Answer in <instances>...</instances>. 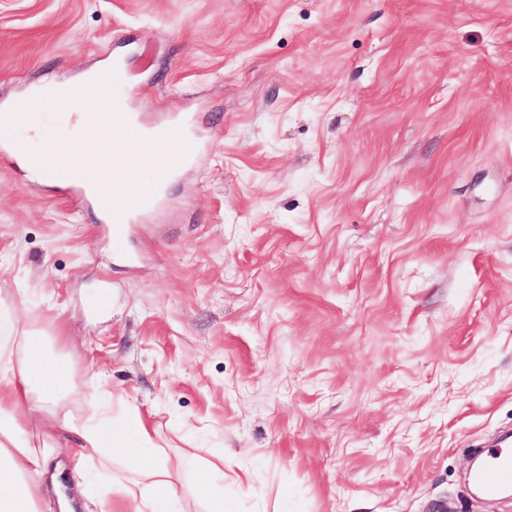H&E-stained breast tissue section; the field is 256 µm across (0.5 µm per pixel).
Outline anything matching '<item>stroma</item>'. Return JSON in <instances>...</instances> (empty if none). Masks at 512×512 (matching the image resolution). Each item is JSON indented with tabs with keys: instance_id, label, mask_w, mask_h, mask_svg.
Returning a JSON list of instances; mask_svg holds the SVG:
<instances>
[{
	"instance_id": "35a3bbf8",
	"label": "stroma",
	"mask_w": 512,
	"mask_h": 512,
	"mask_svg": "<svg viewBox=\"0 0 512 512\" xmlns=\"http://www.w3.org/2000/svg\"><path fill=\"white\" fill-rule=\"evenodd\" d=\"M121 63L125 111L193 160L126 249L57 163L46 84ZM0 308L42 330L64 411L136 407L222 454L224 512H512L473 447L512 431V0H0ZM49 472L74 512H131Z\"/></svg>"
}]
</instances>
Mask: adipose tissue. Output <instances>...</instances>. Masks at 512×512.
<instances>
[{
  "instance_id": "1",
  "label": "adipose tissue",
  "mask_w": 512,
  "mask_h": 512,
  "mask_svg": "<svg viewBox=\"0 0 512 512\" xmlns=\"http://www.w3.org/2000/svg\"><path fill=\"white\" fill-rule=\"evenodd\" d=\"M65 151L72 167L92 160L90 191L111 188L133 167L130 153L103 150L85 154L76 144ZM72 390L66 362L51 355L39 332L19 336L13 322L0 318V512H41L48 452L54 440L30 436L21 429L26 415L56 418ZM107 413L90 409L79 421L63 422V430L79 435L84 449L99 456L110 492L128 500L133 512H198L195 496H177L174 470L165 450L155 444L136 410L125 412L122 424L107 427ZM125 467L113 472L115 457Z\"/></svg>"
}]
</instances>
